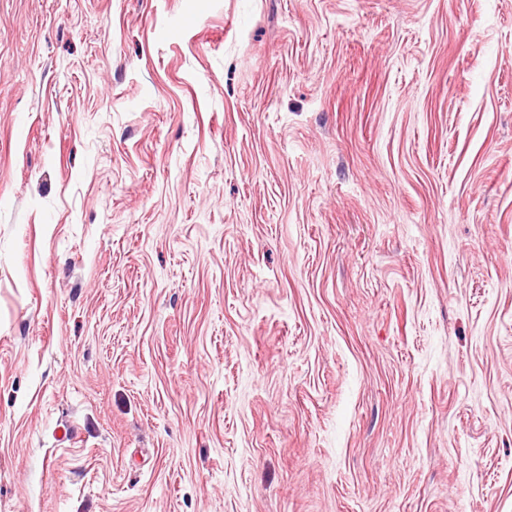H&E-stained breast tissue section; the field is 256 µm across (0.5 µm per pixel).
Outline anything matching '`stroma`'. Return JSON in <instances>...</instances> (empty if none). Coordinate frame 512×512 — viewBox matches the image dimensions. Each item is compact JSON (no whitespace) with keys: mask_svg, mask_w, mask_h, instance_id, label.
I'll return each instance as SVG.
<instances>
[{"mask_svg":"<svg viewBox=\"0 0 512 512\" xmlns=\"http://www.w3.org/2000/svg\"><path fill=\"white\" fill-rule=\"evenodd\" d=\"M0 512H512V0H0Z\"/></svg>","mask_w":512,"mask_h":512,"instance_id":"stroma-1","label":"stroma"}]
</instances>
